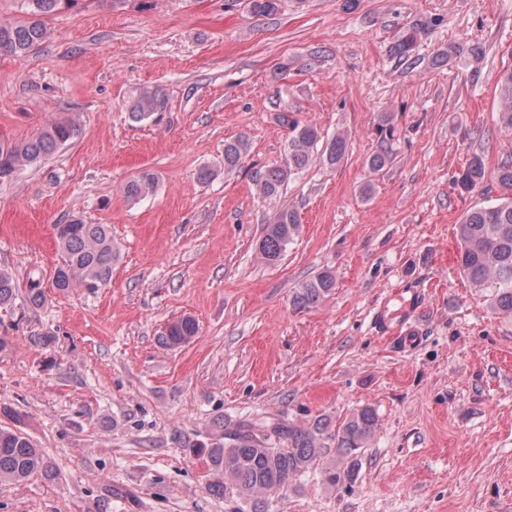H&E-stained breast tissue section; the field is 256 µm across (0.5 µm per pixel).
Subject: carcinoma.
<instances>
[{"mask_svg": "<svg viewBox=\"0 0 512 512\" xmlns=\"http://www.w3.org/2000/svg\"><path fill=\"white\" fill-rule=\"evenodd\" d=\"M30 17L21 20H0V54L26 55L49 35L45 18L68 3L77 0H26ZM281 0H249L251 10L259 16H270L280 9ZM422 27H407L394 41L390 53L406 63L415 58ZM483 55V48L471 44H450L437 54L434 63L444 65L453 57L464 54ZM496 91L500 101L499 123L512 131V66L498 77ZM168 109V98L159 88H147L133 99L129 114L135 122L161 120ZM288 125V158L280 166L262 173L257 179V190L265 198L280 193L287 181L303 172L312 163L334 168L340 165L348 152V135L337 133L325 136L311 122L284 118ZM79 134V124L72 116L59 118L41 128L22 144L0 141V185L8 183L7 176L17 169L33 166L70 143ZM246 138L239 137L224 145V170L238 166L247 153ZM393 161L392 147L380 146L368 158L371 172L378 173ZM495 182L505 196L496 205L467 212L457 228L458 248L456 262L460 272L470 283L487 293L489 307L498 315L512 319V163L506 162L489 171L483 156L473 154L468 164L454 178L460 194H471ZM156 177L144 171L130 179L124 187L131 200L145 198L154 192ZM56 243L64 255L55 268L52 288L58 296H66L76 288L95 294L112 279V265L119 251L108 224H87L76 218L67 224L53 225ZM300 231L298 214L291 208L275 213L258 242V251L267 263L281 261L288 247ZM336 290V276L325 269L314 277L298 283L292 291L295 309L317 306ZM22 298L32 310L44 308L51 302L38 279L19 288L11 271L0 268V308L12 306ZM199 332V325L191 316L173 320L164 327L159 342L169 348L180 347ZM375 410L365 405L355 409L341 422L318 417L306 425L283 422L242 420L224 426V443L201 449L206 463L216 475L212 491L224 494V500L248 503L257 494L278 493L296 479L306 475L316 465L329 459L333 463L324 469L326 481L338 484L354 477L358 465V451L367 447L377 429ZM53 475V466L43 450L36 447L22 430L0 425V483H18L32 477Z\"/></svg>", "mask_w": 512, "mask_h": 512, "instance_id": "carcinoma-1", "label": "carcinoma"}]
</instances>
